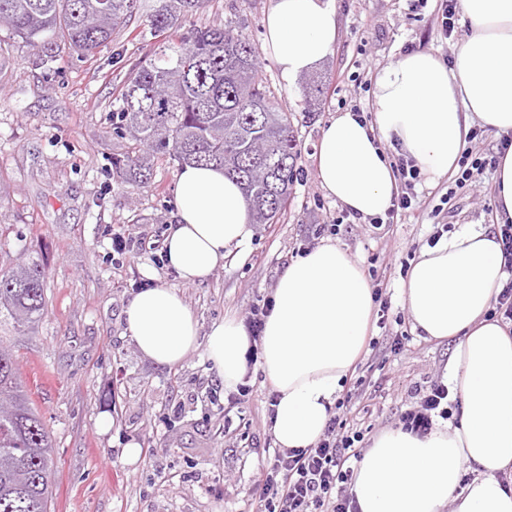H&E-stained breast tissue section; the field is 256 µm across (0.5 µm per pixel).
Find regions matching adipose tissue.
<instances>
[{
  "instance_id": "adipose-tissue-1",
  "label": "adipose tissue",
  "mask_w": 512,
  "mask_h": 512,
  "mask_svg": "<svg viewBox=\"0 0 512 512\" xmlns=\"http://www.w3.org/2000/svg\"><path fill=\"white\" fill-rule=\"evenodd\" d=\"M460 9L469 31L452 63L403 55L378 73L371 118L347 110L322 129L320 185L352 213L384 215L398 194L385 144L433 181L457 171L472 121L512 134V0H460ZM263 27V49L289 81L333 53L339 17L334 0H274ZM174 199L164 248L183 282L208 277L226 250L253 236L248 203L223 170L184 166ZM507 278L500 245L478 224L439 238L412 264L402 303L420 336L455 341L446 383L462 416L423 437L400 428L378 434L351 487L359 512H512V326L490 315ZM272 300L259 345L278 395L272 432L280 447L307 448L364 350L372 287L358 259L323 243L288 264ZM126 322L138 352L157 365L176 366L200 350L225 389L247 373L243 320L228 315L201 332L177 289L136 291ZM466 469L473 478L465 484Z\"/></svg>"
}]
</instances>
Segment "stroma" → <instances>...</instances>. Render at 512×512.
<instances>
[{"mask_svg": "<svg viewBox=\"0 0 512 512\" xmlns=\"http://www.w3.org/2000/svg\"><path fill=\"white\" fill-rule=\"evenodd\" d=\"M339 36L316 69L286 83L262 52V20L272 0H209L190 19L199 27L232 26L258 46L257 63L276 105L294 115L304 176L274 224H258L251 241L231 250L223 267L196 283L149 256L112 258L111 236L173 223V191L181 167L158 162L150 187L135 190L112 168L129 150L116 134L115 99L154 39L143 8L110 42L81 57L60 48L52 62L0 27V272L24 258L47 274V311L34 328L0 326L18 356L21 380L52 437L51 512H257L254 476L271 437L264 403L265 374L253 367L250 401L224 410L211 392L223 391L202 352L166 367L142 357L126 334L124 309L142 285L176 288L202 328L226 313L245 317L270 298L290 260L315 247V229L337 223L332 241L373 270L371 287L391 302L385 323L370 326L371 347L353 370L361 394L345 384L337 400L348 429L370 448L381 431L400 427L403 411L417 402L416 386L442 381L454 341L418 336L402 306L406 267L434 237L462 224L493 226V170L465 187L454 176L415 187L412 209L380 226L342 218L343 206L318 179L315 145L342 105L371 110L373 80L407 51L453 58L468 22L457 18L451 36L440 33V0L413 9L411 0H335ZM318 81L321 96L308 102L306 86ZM404 334L400 354L389 345ZM109 414L112 427L96 421ZM137 444L128 463L124 449Z\"/></svg>", "mask_w": 512, "mask_h": 512, "instance_id": "1", "label": "stroma"}]
</instances>
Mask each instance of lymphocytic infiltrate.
<instances>
[{
    "label": "lymphocytic infiltrate",
    "mask_w": 512,
    "mask_h": 512,
    "mask_svg": "<svg viewBox=\"0 0 512 512\" xmlns=\"http://www.w3.org/2000/svg\"><path fill=\"white\" fill-rule=\"evenodd\" d=\"M417 393L418 405L402 413L401 423L404 430L424 436L432 431L435 418H450L454 403L447 386L438 382ZM361 440L359 432L347 430L345 420L334 414L313 446L274 449L256 474L260 512H358L347 487Z\"/></svg>",
    "instance_id": "lymphocytic-infiltrate-1"
}]
</instances>
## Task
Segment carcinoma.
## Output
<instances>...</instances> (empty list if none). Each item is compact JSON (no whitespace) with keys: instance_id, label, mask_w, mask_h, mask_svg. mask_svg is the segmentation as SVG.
Masks as SVG:
<instances>
[{"instance_id":"carcinoma-1","label":"carcinoma","mask_w":512,"mask_h":512,"mask_svg":"<svg viewBox=\"0 0 512 512\" xmlns=\"http://www.w3.org/2000/svg\"><path fill=\"white\" fill-rule=\"evenodd\" d=\"M206 0H159L150 17L157 49L134 66L118 94V129L138 149L112 167L140 189L154 162L215 165L237 180L256 224H273L286 209L300 149L292 114L271 101L256 67V48L232 28H192L181 22ZM138 9V0H0L5 26L32 49L61 41L87 55L105 45ZM47 276L34 262L0 274V322L31 329L45 313ZM0 512H48L52 439L23 389L13 348L0 336Z\"/></svg>"}]
</instances>
